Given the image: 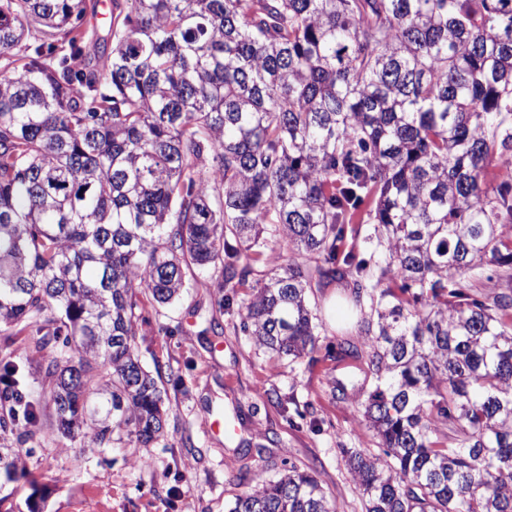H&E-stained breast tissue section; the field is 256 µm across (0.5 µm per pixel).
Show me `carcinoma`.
Masks as SVG:
<instances>
[{
  "mask_svg": "<svg viewBox=\"0 0 512 512\" xmlns=\"http://www.w3.org/2000/svg\"><path fill=\"white\" fill-rule=\"evenodd\" d=\"M95 8L0 0V439L39 432L14 336L49 350L61 435L148 446L147 305L250 288L241 331L295 361L336 282L368 307L327 351L372 378L362 512H512V0H112L89 48ZM228 512L337 507L292 463Z\"/></svg>",
  "mask_w": 512,
  "mask_h": 512,
  "instance_id": "1",
  "label": "carcinoma"
}]
</instances>
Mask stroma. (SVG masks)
Listing matches in <instances>:
<instances>
[{
	"label": "stroma",
	"mask_w": 512,
	"mask_h": 512,
	"mask_svg": "<svg viewBox=\"0 0 512 512\" xmlns=\"http://www.w3.org/2000/svg\"><path fill=\"white\" fill-rule=\"evenodd\" d=\"M209 283L171 306H147L136 340L143 366L178 378L169 389L165 436L143 447L134 439L107 448L66 439L44 423L34 445L21 446L24 477L0 485V512H227L259 476L275 477L288 464L315 468L338 512H361V493L343 449L376 446L354 393L331 397L329 377L363 378V361L326 360L329 346L355 339L361 313L335 284L313 287L311 302L323 323L318 348L293 362L257 349L240 329L238 289L223 315L224 334L208 329ZM239 420L235 436L214 421Z\"/></svg>",
	"instance_id": "1"
}]
</instances>
